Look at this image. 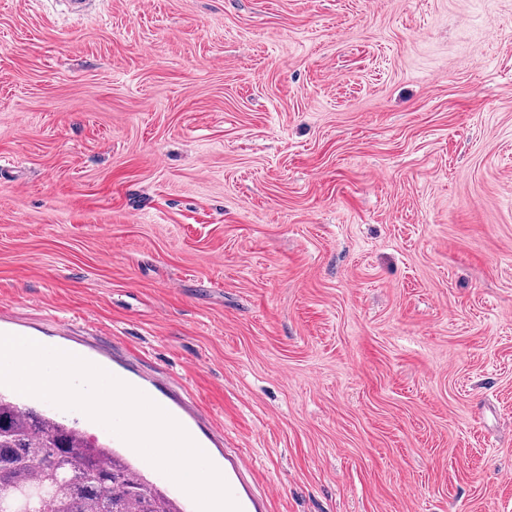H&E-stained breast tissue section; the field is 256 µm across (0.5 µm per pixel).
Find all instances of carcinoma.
Segmentation results:
<instances>
[{
    "mask_svg": "<svg viewBox=\"0 0 512 512\" xmlns=\"http://www.w3.org/2000/svg\"><path fill=\"white\" fill-rule=\"evenodd\" d=\"M0 512H184L107 444L0 392Z\"/></svg>",
    "mask_w": 512,
    "mask_h": 512,
    "instance_id": "obj_1",
    "label": "carcinoma"
}]
</instances>
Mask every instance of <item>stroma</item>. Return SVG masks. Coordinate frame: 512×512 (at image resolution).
Masks as SVG:
<instances>
[{
	"label": "stroma",
	"instance_id": "obj_1",
	"mask_svg": "<svg viewBox=\"0 0 512 512\" xmlns=\"http://www.w3.org/2000/svg\"><path fill=\"white\" fill-rule=\"evenodd\" d=\"M0 333L248 512H512V0H0Z\"/></svg>",
	"mask_w": 512,
	"mask_h": 512
}]
</instances>
